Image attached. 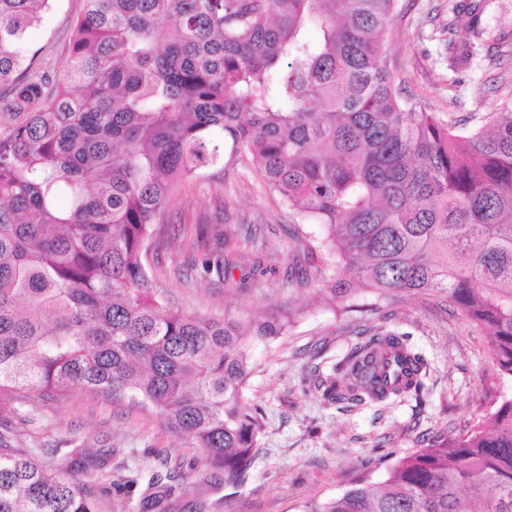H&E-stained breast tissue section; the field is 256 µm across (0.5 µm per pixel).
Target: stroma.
Segmentation results:
<instances>
[{
    "mask_svg": "<svg viewBox=\"0 0 512 512\" xmlns=\"http://www.w3.org/2000/svg\"><path fill=\"white\" fill-rule=\"evenodd\" d=\"M456 0H398L387 42L388 67L402 96L440 120L497 111L512 95V55L478 57L450 70L448 24ZM84 0H55L27 43L37 63L58 67L70 51L71 27ZM318 224L265 193L243 163L225 160L209 178L180 186L157 225L147 264L156 288L188 315L240 322L289 316L287 332L257 343L256 369L244 391L264 417L258 455L237 487L200 485L204 454L173 431L158 411L96 391L0 393V435L49 465L87 471L91 492L109 512H139L150 475L178 471L169 512H306L364 475L380 482L391 466L444 433L466 435L512 396L497 372L489 336L446 298L430 292L392 298L360 290L331 299ZM241 260L230 280L205 274L204 261ZM394 329L427 361L421 396L385 406L347 407L327 399L332 375L362 331ZM126 482L123 492L106 480Z\"/></svg>",
    "mask_w": 512,
    "mask_h": 512,
    "instance_id": "stroma-1",
    "label": "stroma"
}]
</instances>
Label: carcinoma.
<instances>
[{
  "label": "carcinoma",
  "instance_id": "1",
  "mask_svg": "<svg viewBox=\"0 0 512 512\" xmlns=\"http://www.w3.org/2000/svg\"><path fill=\"white\" fill-rule=\"evenodd\" d=\"M51 0H0V392L130 393L190 436L224 485L257 456L244 405L253 326L189 316L143 261L181 184L246 163L263 190L320 224L321 247L379 295H446L485 328L512 378V98L469 126L416 112L395 89L396 0H85L54 71L24 49ZM486 0L452 7L450 67L508 35ZM409 335L380 328L326 382L352 406L420 394ZM173 486L151 476L144 512ZM0 512H101L66 468L0 439ZM308 512H512V397L485 429L400 458Z\"/></svg>",
  "mask_w": 512,
  "mask_h": 512
}]
</instances>
